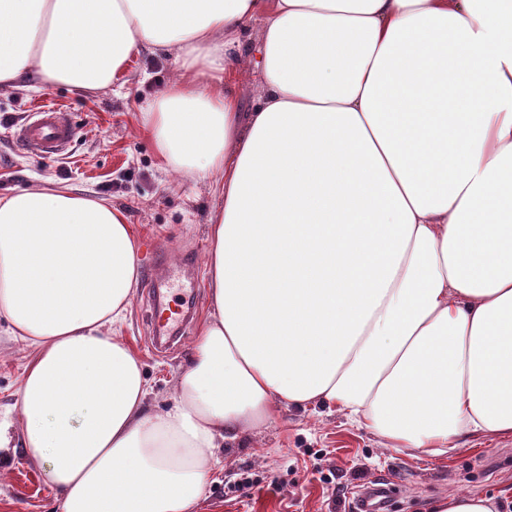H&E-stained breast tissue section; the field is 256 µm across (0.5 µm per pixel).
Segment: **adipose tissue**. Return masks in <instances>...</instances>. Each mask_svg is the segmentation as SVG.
I'll use <instances>...</instances> for the list:
<instances>
[{"instance_id": "1", "label": "adipose tissue", "mask_w": 512, "mask_h": 512, "mask_svg": "<svg viewBox=\"0 0 512 512\" xmlns=\"http://www.w3.org/2000/svg\"><path fill=\"white\" fill-rule=\"evenodd\" d=\"M255 22L244 112L222 77ZM144 47L180 71L144 130L224 199L167 408L112 333L139 284L125 213L0 198L21 435L59 512H200L220 449L289 406L430 456L512 435V0H0L2 89H107Z\"/></svg>"}]
</instances>
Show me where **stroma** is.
<instances>
[{"mask_svg": "<svg viewBox=\"0 0 512 512\" xmlns=\"http://www.w3.org/2000/svg\"><path fill=\"white\" fill-rule=\"evenodd\" d=\"M260 23H253L235 70L226 81L242 111H250L262 77L255 52ZM179 76L174 56L148 51L131 57L119 82L102 91L74 92L63 86L26 91L0 89V197L48 184L112 202L123 209L138 242H152L174 260L197 257L206 264L211 249L209 219L219 205L218 173L201 175L167 168L141 128L142 107ZM61 103L77 132L64 153L38 157L19 151L17 123L34 104ZM200 293L197 316L167 351H147L149 305L135 293L126 318L112 332L139 356L150 387L147 407L163 410L199 340L208 315ZM30 348L7 336L0 323V415L19 419L18 388ZM222 474L209 481L203 512H351L357 490L380 478L395 480L390 512H428L431 502L454 494L506 491L503 512H512V436H473L443 456L386 446L336 407L281 409L273 423L254 428L219 452ZM47 465L33 462L20 429L8 453L0 454V512H58ZM260 485L229 493L243 473Z\"/></svg>", "mask_w": 512, "mask_h": 512, "instance_id": "1", "label": "stroma"}]
</instances>
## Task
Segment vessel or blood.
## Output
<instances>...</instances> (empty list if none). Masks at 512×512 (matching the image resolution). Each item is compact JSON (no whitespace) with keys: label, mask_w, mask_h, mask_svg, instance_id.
Masks as SVG:
<instances>
[{"label":"vessel or blood","mask_w":512,"mask_h":512,"mask_svg":"<svg viewBox=\"0 0 512 512\" xmlns=\"http://www.w3.org/2000/svg\"><path fill=\"white\" fill-rule=\"evenodd\" d=\"M75 126L70 113L59 106L44 105L31 112L27 119L17 125L13 137L18 148L38 156H52L61 153L73 140ZM198 262L196 259H181L166 265L163 271H150L145 289L152 309L150 336H173L180 333L188 317L181 311H171L168 316L158 314L160 278L179 281L186 299H193L198 288ZM392 492V484L379 480L360 490L353 501L354 512H386V503Z\"/></svg>","instance_id":"1"}]
</instances>
